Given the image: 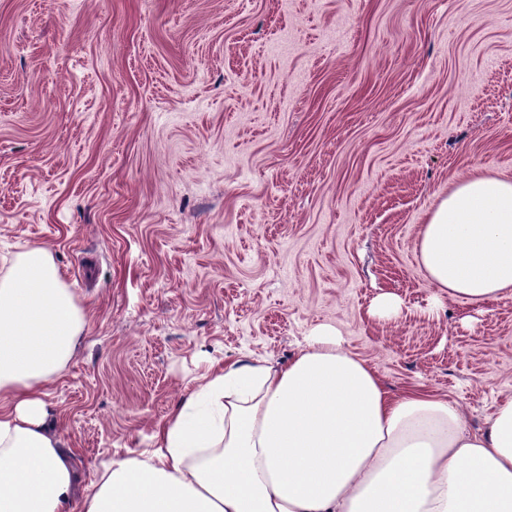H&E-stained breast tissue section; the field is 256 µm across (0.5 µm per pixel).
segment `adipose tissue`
Here are the masks:
<instances>
[{
	"label": "adipose tissue",
	"mask_w": 512,
	"mask_h": 512,
	"mask_svg": "<svg viewBox=\"0 0 512 512\" xmlns=\"http://www.w3.org/2000/svg\"><path fill=\"white\" fill-rule=\"evenodd\" d=\"M416 251L439 296L512 292V181L478 172L443 197ZM85 326L51 252L0 277V512H67L71 453L44 385ZM337 330L288 364L213 368L153 434L105 467L81 512H512V399L470 430L429 392L392 394Z\"/></svg>",
	"instance_id": "adipose-tissue-1"
}]
</instances>
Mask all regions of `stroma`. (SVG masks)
<instances>
[{"label":"stroma","mask_w":512,"mask_h":512,"mask_svg":"<svg viewBox=\"0 0 512 512\" xmlns=\"http://www.w3.org/2000/svg\"><path fill=\"white\" fill-rule=\"evenodd\" d=\"M485 170L512 179V0H0V276L47 248L85 315L45 385L77 499L210 367L319 326L483 427L512 294L435 305L415 244Z\"/></svg>","instance_id":"stroma-1"}]
</instances>
